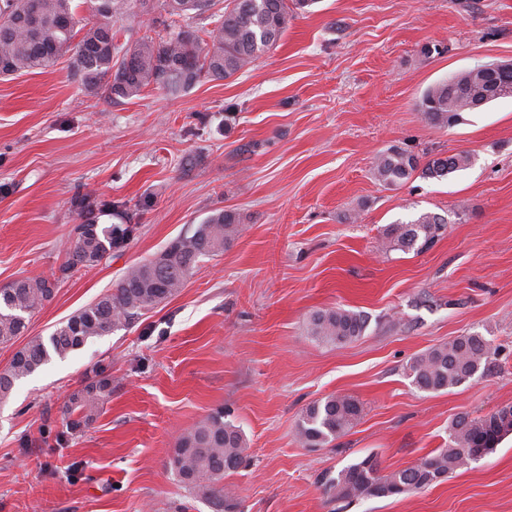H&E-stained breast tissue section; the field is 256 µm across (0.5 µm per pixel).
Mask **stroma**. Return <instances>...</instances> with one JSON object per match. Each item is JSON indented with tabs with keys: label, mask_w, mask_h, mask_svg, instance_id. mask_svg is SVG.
<instances>
[{
	"label": "stroma",
	"mask_w": 512,
	"mask_h": 512,
	"mask_svg": "<svg viewBox=\"0 0 512 512\" xmlns=\"http://www.w3.org/2000/svg\"><path fill=\"white\" fill-rule=\"evenodd\" d=\"M164 18L149 0L114 28L131 43L163 34ZM436 43L443 53L424 54ZM502 61L512 0H316L249 68L177 95L107 99L67 56L0 77V288L56 284L25 335L0 345V371L215 210L241 218L174 297L16 381L0 406V512H213L168 460L184 429L218 409L248 446L224 479L234 512H512V435L420 491L344 503L326 485L369 454L385 474L411 466L447 446L458 416L512 406V97L451 127L418 107L450 74ZM394 145L471 163L389 187L374 167ZM84 195L100 227L134 232L68 271ZM426 211L448 221L430 249L383 248L389 225ZM337 307L367 315L364 335L312 338L311 315ZM464 334L488 343L487 367L418 389L411 359ZM100 369L111 395L67 432L65 403ZM331 395L360 404L357 424L303 445L302 412Z\"/></svg>",
	"instance_id": "stroma-1"
}]
</instances>
